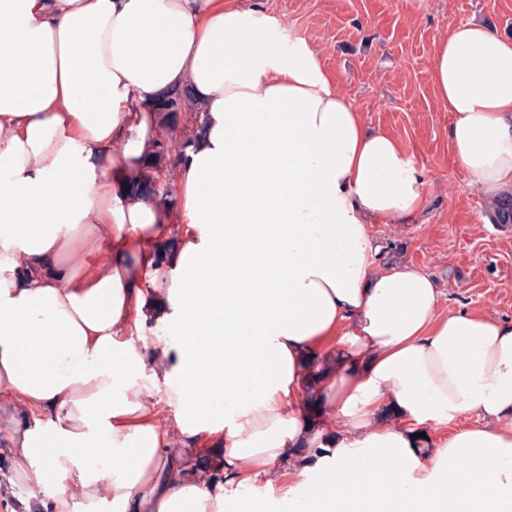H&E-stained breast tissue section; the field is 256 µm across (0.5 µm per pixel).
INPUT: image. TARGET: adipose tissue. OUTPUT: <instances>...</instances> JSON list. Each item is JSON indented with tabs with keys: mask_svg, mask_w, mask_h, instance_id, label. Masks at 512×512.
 Masks as SVG:
<instances>
[{
	"mask_svg": "<svg viewBox=\"0 0 512 512\" xmlns=\"http://www.w3.org/2000/svg\"><path fill=\"white\" fill-rule=\"evenodd\" d=\"M277 26L0 0V412L41 512H245L225 491L261 477L289 512H512V322L375 266L370 225L416 221L425 182ZM430 80L473 183L512 188V37L450 28ZM184 85L202 133L162 213L129 185Z\"/></svg>",
	"mask_w": 512,
	"mask_h": 512,
	"instance_id": "obj_1",
	"label": "adipose tissue"
}]
</instances>
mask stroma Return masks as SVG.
Instances as JSON below:
<instances>
[{
  "label": "stroma",
  "mask_w": 512,
  "mask_h": 512,
  "mask_svg": "<svg viewBox=\"0 0 512 512\" xmlns=\"http://www.w3.org/2000/svg\"><path fill=\"white\" fill-rule=\"evenodd\" d=\"M281 26L319 48L365 124L398 139L426 183L412 224H374L378 266L403 262L433 276L442 308L512 321V224L491 223L449 140L450 115L429 80L436 40L479 20L512 36V0H269Z\"/></svg>",
  "instance_id": "35a3bbf8"
}]
</instances>
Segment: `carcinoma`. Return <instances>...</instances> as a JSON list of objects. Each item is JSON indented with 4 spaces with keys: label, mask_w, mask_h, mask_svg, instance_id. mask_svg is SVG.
<instances>
[{
    "label": "carcinoma",
    "mask_w": 512,
    "mask_h": 512,
    "mask_svg": "<svg viewBox=\"0 0 512 512\" xmlns=\"http://www.w3.org/2000/svg\"><path fill=\"white\" fill-rule=\"evenodd\" d=\"M197 114L199 107L190 100L186 90H170V108L157 113L158 135L153 151L144 160L142 180L133 188L136 196L144 193L160 207L172 206L169 189L161 184L158 172L171 157L184 154L196 141L197 131L190 123ZM488 212L493 223L512 224V189L492 198Z\"/></svg>",
    "instance_id": "obj_1"
}]
</instances>
